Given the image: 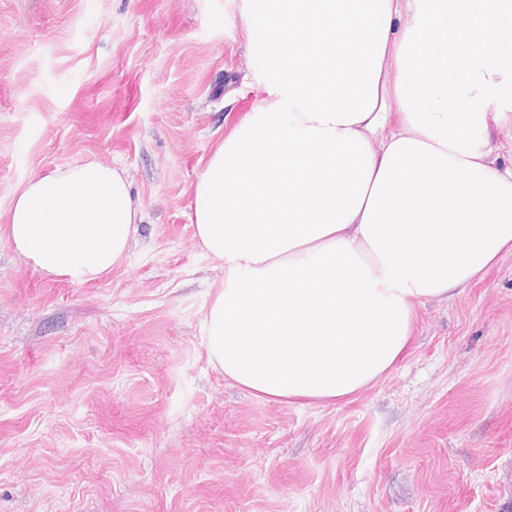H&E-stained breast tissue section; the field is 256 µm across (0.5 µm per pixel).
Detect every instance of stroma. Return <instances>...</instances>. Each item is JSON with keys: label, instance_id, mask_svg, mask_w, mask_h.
<instances>
[{"label": "stroma", "instance_id": "1", "mask_svg": "<svg viewBox=\"0 0 512 512\" xmlns=\"http://www.w3.org/2000/svg\"><path fill=\"white\" fill-rule=\"evenodd\" d=\"M225 0H0V211L94 159L141 202L85 285L0 239V512H512V255L418 313L410 352L332 404L267 400L208 362L222 263L191 189L249 111Z\"/></svg>", "mask_w": 512, "mask_h": 512}]
</instances>
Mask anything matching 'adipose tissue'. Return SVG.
Listing matches in <instances>:
<instances>
[{"mask_svg": "<svg viewBox=\"0 0 512 512\" xmlns=\"http://www.w3.org/2000/svg\"><path fill=\"white\" fill-rule=\"evenodd\" d=\"M258 91L204 160L190 220L224 263L206 348L226 380L332 403L409 351L419 309L512 254V0H229ZM122 166L29 176L0 237L87 284L128 256Z\"/></svg>", "mask_w": 512, "mask_h": 512, "instance_id": "adipose-tissue-1", "label": "adipose tissue"}]
</instances>
